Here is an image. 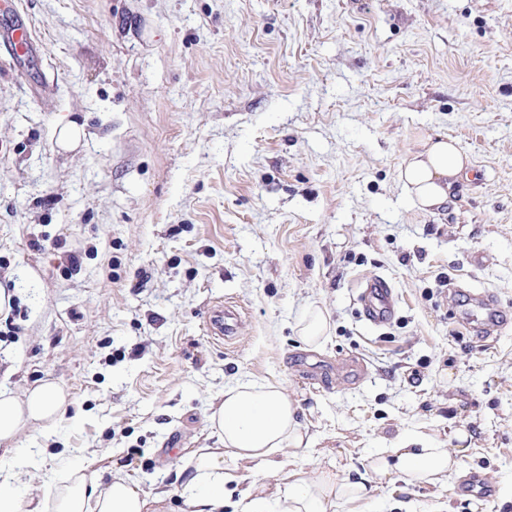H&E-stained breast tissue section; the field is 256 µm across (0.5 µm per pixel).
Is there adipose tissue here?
<instances>
[{
  "instance_id": "adipose-tissue-1",
  "label": "adipose tissue",
  "mask_w": 512,
  "mask_h": 512,
  "mask_svg": "<svg viewBox=\"0 0 512 512\" xmlns=\"http://www.w3.org/2000/svg\"><path fill=\"white\" fill-rule=\"evenodd\" d=\"M468 165V157L454 141L430 137L407 159L400 179L414 206L430 210L447 203ZM68 398L52 380L20 395L0 389V446L13 447L28 426L60 418ZM299 410V403L275 383L236 381L225 386L208 416L216 447L192 449L179 458L174 471L176 490L188 512H327L333 505L358 512L383 483L395 478L408 485L444 482L458 467L448 449L412 432L390 440L356 475L342 476L324 466L304 469L302 459L313 437L300 422ZM229 462L272 463L280 478L273 483L252 480L232 498L225 494L231 480L225 471ZM31 465V458L22 454L10 469H0V512H165L167 508V491L150 495L123 468L106 476L86 465L44 469L46 494L27 500L15 477Z\"/></svg>"
}]
</instances>
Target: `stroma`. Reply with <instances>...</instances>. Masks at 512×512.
<instances>
[{"label":"stroma","instance_id":"1","mask_svg":"<svg viewBox=\"0 0 512 512\" xmlns=\"http://www.w3.org/2000/svg\"><path fill=\"white\" fill-rule=\"evenodd\" d=\"M436 134L472 167L423 211L399 170ZM374 276L397 299L379 330L354 302ZM452 281L496 297L488 342ZM1 288L0 386L52 379L70 404L0 468L45 448L169 489L225 384L267 381L317 435L306 462L362 471L411 431L456 452L448 482L384 485L364 512H512V0H0ZM313 304L318 350L296 330ZM216 305L240 313L232 342ZM471 474L491 498L457 494ZM238 312L231 306H226L223 309L212 311L207 315V326L209 330L220 337H231L233 334L235 324L237 322ZM329 321V315L324 307H311L299 322V338L308 346H322L329 337Z\"/></svg>","mask_w":512,"mask_h":512}]
</instances>
